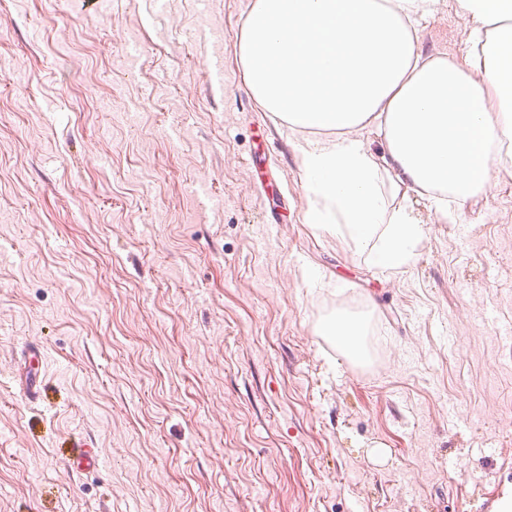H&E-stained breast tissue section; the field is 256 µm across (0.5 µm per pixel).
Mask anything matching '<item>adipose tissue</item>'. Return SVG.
<instances>
[{"label":"adipose tissue","mask_w":512,"mask_h":512,"mask_svg":"<svg viewBox=\"0 0 512 512\" xmlns=\"http://www.w3.org/2000/svg\"><path fill=\"white\" fill-rule=\"evenodd\" d=\"M451 3L464 54L425 52L423 29ZM237 52L254 99L302 135L308 223L382 272H402L425 238L411 194L456 221L512 177V0H253ZM321 333L367 359L363 321L339 313Z\"/></svg>","instance_id":"adipose-tissue-1"}]
</instances>
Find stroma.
I'll return each instance as SVG.
<instances>
[{"mask_svg": "<svg viewBox=\"0 0 512 512\" xmlns=\"http://www.w3.org/2000/svg\"><path fill=\"white\" fill-rule=\"evenodd\" d=\"M250 6L0 0V512H491L512 489V178L456 224L413 197L426 238L394 276L306 224L295 139L236 55ZM421 45L463 52L455 8ZM339 308L369 319L368 367L316 332Z\"/></svg>", "mask_w": 512, "mask_h": 512, "instance_id": "obj_1", "label": "stroma"}]
</instances>
